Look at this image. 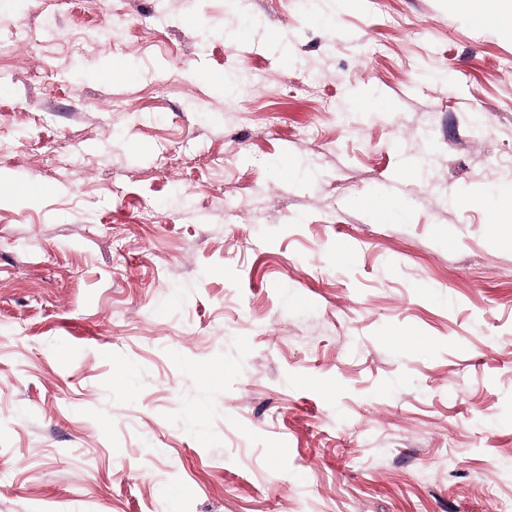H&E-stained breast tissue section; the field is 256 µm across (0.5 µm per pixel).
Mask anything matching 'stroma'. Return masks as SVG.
Masks as SVG:
<instances>
[{"label":"stroma","instance_id":"1","mask_svg":"<svg viewBox=\"0 0 512 512\" xmlns=\"http://www.w3.org/2000/svg\"><path fill=\"white\" fill-rule=\"evenodd\" d=\"M78 2L0 0V512L512 505L499 0ZM128 18L123 14L106 13L102 14L95 27L92 29V33L97 36V40L100 43H107L112 34L128 24Z\"/></svg>","mask_w":512,"mask_h":512}]
</instances>
